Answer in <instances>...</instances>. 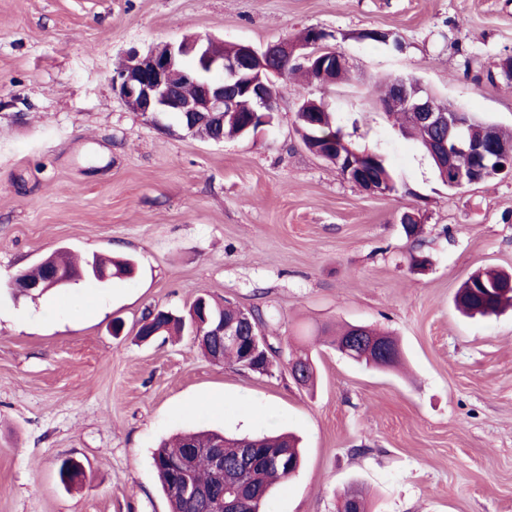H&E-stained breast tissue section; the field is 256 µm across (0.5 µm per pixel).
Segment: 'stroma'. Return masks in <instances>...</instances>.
<instances>
[{"mask_svg": "<svg viewBox=\"0 0 512 512\" xmlns=\"http://www.w3.org/2000/svg\"><path fill=\"white\" fill-rule=\"evenodd\" d=\"M313 27L347 79H276L275 119L254 136L160 131L112 88L133 49L187 35L261 48ZM510 54L512 0H0V512H168L152 453L187 430L300 438L304 464L266 512H337L354 486L371 512H512V309L467 319L454 304L476 269L512 271V175L448 189L379 103L411 73L512 129L497 75ZM307 97L382 156L395 193L368 194L306 149ZM63 247L130 257L135 274L13 296ZM203 293L263 310L272 375L210 361L188 335L137 341L147 310ZM344 324L396 336L402 368L361 369L320 342ZM304 347L311 389L288 372ZM70 457L85 478L68 489L56 467Z\"/></svg>", "mask_w": 512, "mask_h": 512, "instance_id": "stroma-1", "label": "stroma"}]
</instances>
